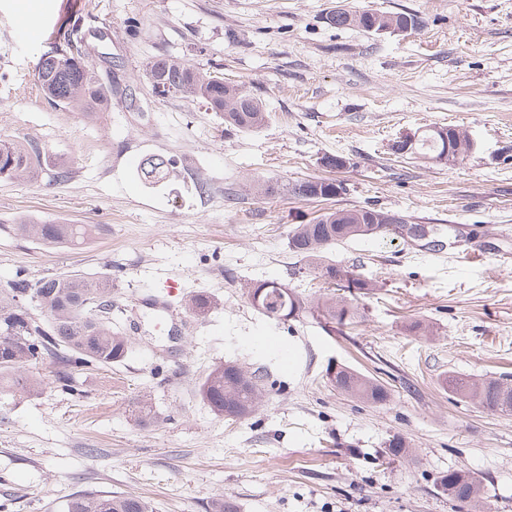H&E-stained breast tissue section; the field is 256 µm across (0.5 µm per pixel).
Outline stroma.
<instances>
[{"instance_id":"obj_1","label":"stroma","mask_w":512,"mask_h":512,"mask_svg":"<svg viewBox=\"0 0 512 512\" xmlns=\"http://www.w3.org/2000/svg\"><path fill=\"white\" fill-rule=\"evenodd\" d=\"M339 7L422 25L336 29L326 17ZM21 18L76 30L112 82L109 111L89 118L40 95L51 40L24 38ZM159 54L241 86L266 123L230 131L201 101L158 99L143 66ZM435 125L468 138L463 160L394 153ZM0 134L35 140L69 170L1 179L0 224L97 227L69 246L0 233V283L20 270L111 274L132 342L121 364L83 371L77 392L50 371L39 395L0 391V512H62L91 492L135 494L154 512H212L220 498L232 512H474L437 488L451 470L480 480L481 512H512V413L442 386L451 374L512 375V0H82L76 12L67 0H0ZM152 154L170 159L171 180H140ZM329 154L346 167L324 168ZM330 176L344 191L329 201L252 189ZM368 207L442 235L435 247L390 236L326 253L372 285L354 300L357 324L253 308L248 288L263 280L325 297L289 234L324 211ZM474 248L482 259H469ZM200 292L217 305L195 318L185 303ZM226 361L264 375V406L238 421L200 395ZM339 364L380 380L389 401L336 391ZM396 437L409 456H389Z\"/></svg>"}]
</instances>
